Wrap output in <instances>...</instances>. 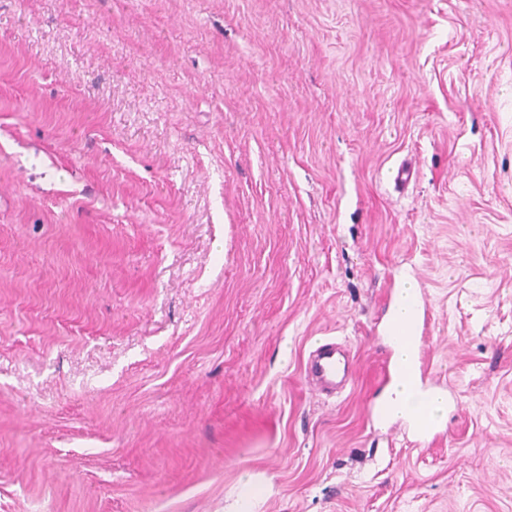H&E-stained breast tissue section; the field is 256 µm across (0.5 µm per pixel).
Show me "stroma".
<instances>
[{
	"label": "stroma",
	"mask_w": 512,
	"mask_h": 512,
	"mask_svg": "<svg viewBox=\"0 0 512 512\" xmlns=\"http://www.w3.org/2000/svg\"><path fill=\"white\" fill-rule=\"evenodd\" d=\"M409 275L424 450L369 422ZM242 504L512 512V0H0V512ZM390 308L391 316L385 328V376L389 382L395 377L405 386L404 418L398 419L404 434L410 438L413 447L428 448L447 434L443 423L433 414L434 399L438 397L447 401L448 407L434 405V412H440L444 417H447L449 409L459 408V401L446 386L433 381L429 371L426 336L431 307L426 296L417 290L408 298L401 299L392 291L387 300V311ZM395 351L407 358L395 357ZM338 355L340 349L335 342L321 343L310 353L305 369L306 376L315 380L329 395H335L348 377V364Z\"/></svg>",
	"instance_id": "35a3bbf8"
}]
</instances>
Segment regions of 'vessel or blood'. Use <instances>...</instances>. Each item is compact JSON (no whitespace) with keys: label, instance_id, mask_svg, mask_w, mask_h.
<instances>
[{"label":"vessel or blood","instance_id":"obj_1","mask_svg":"<svg viewBox=\"0 0 512 512\" xmlns=\"http://www.w3.org/2000/svg\"><path fill=\"white\" fill-rule=\"evenodd\" d=\"M387 304L393 310L385 328L386 378H397L405 386L404 416L401 425L410 443L426 448L443 438L447 430L432 411L434 399H445L449 407L459 401L446 386L433 380L427 363L426 337L429 333L431 307L422 292L402 299L389 295ZM335 343L319 344L309 356L306 374L322 391L335 394L348 376V365L339 356Z\"/></svg>","mask_w":512,"mask_h":512}]
</instances>
